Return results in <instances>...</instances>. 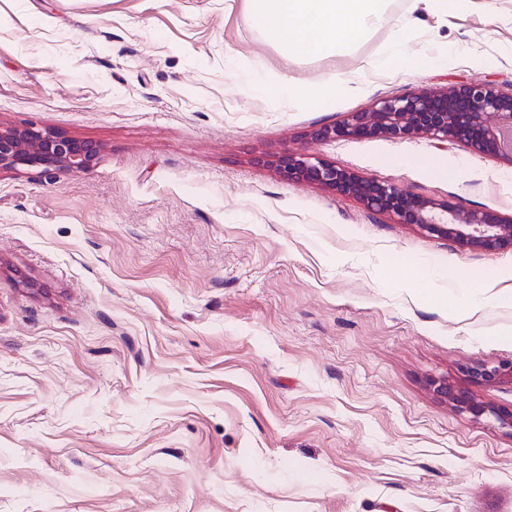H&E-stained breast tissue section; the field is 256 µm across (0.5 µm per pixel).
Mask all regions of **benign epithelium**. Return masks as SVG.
Instances as JSON below:
<instances>
[{"label": "benign epithelium", "mask_w": 512, "mask_h": 512, "mask_svg": "<svg viewBox=\"0 0 512 512\" xmlns=\"http://www.w3.org/2000/svg\"><path fill=\"white\" fill-rule=\"evenodd\" d=\"M512 89L491 83H468L446 90H419L378 100L369 112H350L340 122L319 128L317 140L383 137L404 141L427 137L441 143L464 142L512 165ZM97 159L95 147L53 130L33 127L0 131V172L21 167L39 169L53 177L61 170L89 171ZM279 173L292 182H305L361 201L369 210L396 217L431 235L453 239L479 250L512 247V218L485 210L461 211L446 200L413 197L392 182L362 177L304 153H286ZM512 389V360L476 362L466 369L465 382L431 379L435 396L460 413L475 418L492 415L499 428L512 435V409L498 408L475 398L470 386Z\"/></svg>", "instance_id": "obj_1"}]
</instances>
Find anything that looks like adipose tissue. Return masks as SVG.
Instances as JSON below:
<instances>
[{
    "label": "adipose tissue",
    "instance_id": "obj_1",
    "mask_svg": "<svg viewBox=\"0 0 512 512\" xmlns=\"http://www.w3.org/2000/svg\"><path fill=\"white\" fill-rule=\"evenodd\" d=\"M387 0H249V13L283 50L312 56L350 48L388 20Z\"/></svg>",
    "mask_w": 512,
    "mask_h": 512
}]
</instances>
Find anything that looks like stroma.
Returning <instances> with one entry per match:
<instances>
[{
  "label": "stroma",
  "mask_w": 512,
  "mask_h": 512,
  "mask_svg": "<svg viewBox=\"0 0 512 512\" xmlns=\"http://www.w3.org/2000/svg\"><path fill=\"white\" fill-rule=\"evenodd\" d=\"M420 69L377 68L396 36ZM338 77L310 103L269 88ZM512 88V0H392L350 51H281L247 0H0V130L94 142L0 173V512H512V436L429 378L512 359V248L285 180L318 157L512 216V167L315 140L381 98Z\"/></svg>",
  "instance_id": "stroma-1"
}]
</instances>
